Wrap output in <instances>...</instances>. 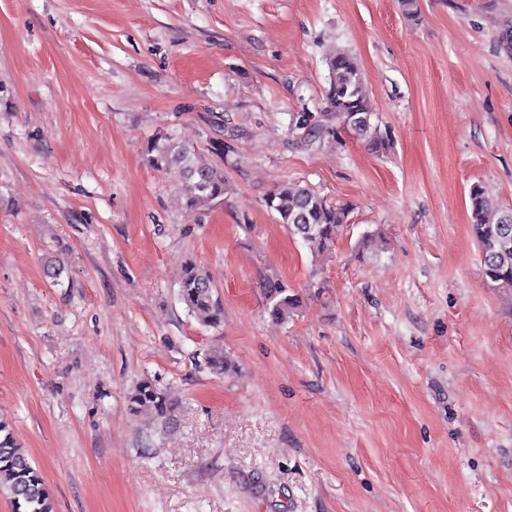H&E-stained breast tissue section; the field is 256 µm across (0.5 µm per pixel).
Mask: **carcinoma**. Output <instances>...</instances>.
I'll return each mask as SVG.
<instances>
[{
  "mask_svg": "<svg viewBox=\"0 0 512 512\" xmlns=\"http://www.w3.org/2000/svg\"><path fill=\"white\" fill-rule=\"evenodd\" d=\"M326 63L329 81L324 93L336 120L345 122L351 112L371 116L356 59L346 51H334L328 55ZM354 132L370 149L378 152L384 148L371 122H365ZM147 153L148 162L155 169L177 167L182 171L189 210H198L224 196L227 187L223 171L203 162L195 147L164 134L155 137ZM469 201L471 227L481 253L484 278L493 287L512 289V209L497 205L477 184L470 189ZM266 202L267 207L277 213L279 223L288 226L293 237L318 250L333 245L350 213L347 205L295 184L275 188ZM264 288L269 315L278 322L290 318L301 306L300 296L288 293V287L278 280L267 281ZM178 297L201 326L217 328L224 323V305L216 286L206 272L192 262L184 267ZM206 362L219 374L236 370L235 363L222 352L210 353ZM128 410L133 415L150 411L159 418H167L174 411V403L166 392L146 378L130 393ZM2 492L7 493L12 512H53L52 497L40 470L16 443L10 424L0 418Z\"/></svg>",
  "mask_w": 512,
  "mask_h": 512,
  "instance_id": "1",
  "label": "carcinoma"
}]
</instances>
